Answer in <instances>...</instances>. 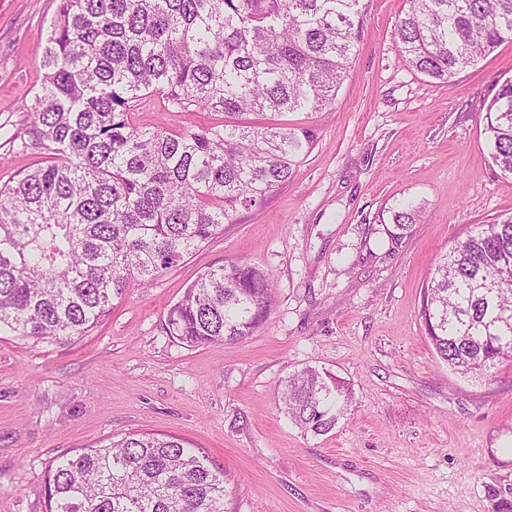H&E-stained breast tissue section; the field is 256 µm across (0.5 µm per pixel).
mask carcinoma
Here are the masks:
<instances>
[{
	"label": "carcinoma",
	"mask_w": 512,
	"mask_h": 512,
	"mask_svg": "<svg viewBox=\"0 0 512 512\" xmlns=\"http://www.w3.org/2000/svg\"><path fill=\"white\" fill-rule=\"evenodd\" d=\"M405 66L446 82L512 43V0H407ZM362 0H59L29 138L56 159L0 187V330L58 343L84 335L112 300L179 264L240 209L287 182L314 134L274 122L336 100L364 22ZM158 97L224 114L197 131L135 126ZM495 165L512 175V80L486 106ZM270 114L256 125L247 114ZM418 206L393 212L401 229ZM270 274L243 260L200 273L167 314L188 347L253 335ZM448 366L477 377L512 358V215L478 224L435 265L420 310ZM301 429L329 433L348 389L306 367L280 384ZM49 512H225L224 473L173 436L128 434L61 458Z\"/></svg>",
	"instance_id": "1"
}]
</instances>
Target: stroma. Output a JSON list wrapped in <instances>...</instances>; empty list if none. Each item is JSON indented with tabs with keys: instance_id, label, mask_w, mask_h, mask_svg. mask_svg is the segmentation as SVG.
<instances>
[{
	"instance_id": "1",
	"label": "stroma",
	"mask_w": 512,
	"mask_h": 512,
	"mask_svg": "<svg viewBox=\"0 0 512 512\" xmlns=\"http://www.w3.org/2000/svg\"><path fill=\"white\" fill-rule=\"evenodd\" d=\"M367 3L332 108L279 115L314 143L262 206L71 342L0 332V512H47L59 458L133 432L202 449L224 473L227 512H512V360L489 379L461 375L420 317L440 256L512 214L481 109L512 77V44L438 83L401 59L405 0ZM57 6L0 0V185L49 158L21 143ZM132 120L181 133L223 116L154 98ZM406 201L423 213L403 233L392 213ZM236 260L270 273L267 322L232 345L169 336L168 311L199 273ZM307 366L351 392L324 435L279 400Z\"/></svg>"
}]
</instances>
